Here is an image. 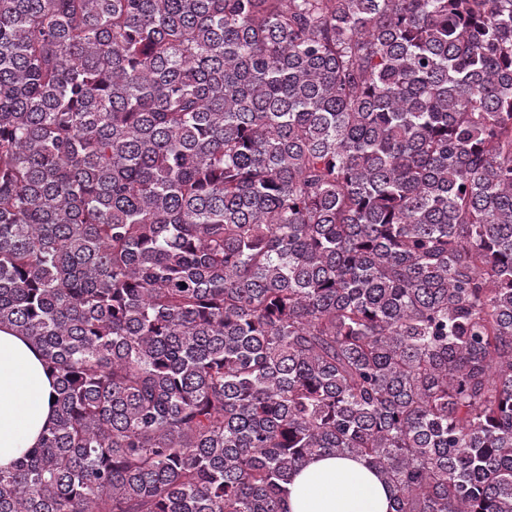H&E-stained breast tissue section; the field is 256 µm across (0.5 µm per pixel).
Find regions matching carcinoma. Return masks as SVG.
Wrapping results in <instances>:
<instances>
[{
  "label": "carcinoma",
  "mask_w": 512,
  "mask_h": 512,
  "mask_svg": "<svg viewBox=\"0 0 512 512\" xmlns=\"http://www.w3.org/2000/svg\"><path fill=\"white\" fill-rule=\"evenodd\" d=\"M0 512H512V0H0ZM53 379L25 336L0 329V468L39 443L53 419ZM289 512H389L390 489L362 459L321 456L288 485Z\"/></svg>",
  "instance_id": "1"
}]
</instances>
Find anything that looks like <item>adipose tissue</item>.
I'll list each match as a JSON object with an SVG mask.
<instances>
[{
    "instance_id": "ef3b65f1",
    "label": "adipose tissue",
    "mask_w": 512,
    "mask_h": 512,
    "mask_svg": "<svg viewBox=\"0 0 512 512\" xmlns=\"http://www.w3.org/2000/svg\"><path fill=\"white\" fill-rule=\"evenodd\" d=\"M53 379L40 351L10 329H0V468H10L53 419ZM288 512H389L390 489L362 459L321 456L288 486Z\"/></svg>"
}]
</instances>
